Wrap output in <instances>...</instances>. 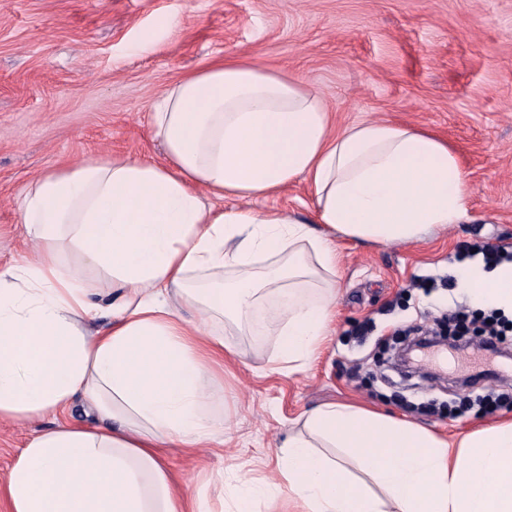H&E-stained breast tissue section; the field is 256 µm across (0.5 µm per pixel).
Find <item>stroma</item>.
<instances>
[{
  "label": "stroma",
  "instance_id": "obj_1",
  "mask_svg": "<svg viewBox=\"0 0 512 512\" xmlns=\"http://www.w3.org/2000/svg\"><path fill=\"white\" fill-rule=\"evenodd\" d=\"M174 28H163L164 19ZM246 59L300 77L326 96L336 127L376 119L446 139L468 180L477 224H451L410 244L337 239L335 334L306 367L273 370V331L228 330L223 448L166 451L189 497L224 512L220 486L269 481L277 450L307 410L358 402L445 436L512 417V358L489 381L407 377L376 357L395 328L459 307L463 245H512V0H0V261L23 255L13 204L41 172L112 155L162 159L148 108L190 71ZM477 394L492 412L449 416ZM49 420H0V483Z\"/></svg>",
  "mask_w": 512,
  "mask_h": 512
}]
</instances>
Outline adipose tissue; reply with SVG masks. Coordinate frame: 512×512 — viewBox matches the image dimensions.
I'll use <instances>...</instances> for the list:
<instances>
[{
    "label": "adipose tissue",
    "mask_w": 512,
    "mask_h": 512,
    "mask_svg": "<svg viewBox=\"0 0 512 512\" xmlns=\"http://www.w3.org/2000/svg\"><path fill=\"white\" fill-rule=\"evenodd\" d=\"M148 121L164 162L57 167L14 199L27 253L0 263V420L53 425L14 457L9 512H210L160 450L223 445L225 327L270 305L279 361L303 368L333 333L336 238L404 244L474 220L445 139L377 120L334 130L323 92L276 70L187 73ZM297 183L313 218L263 206ZM226 198L238 207L218 208ZM458 282L512 316V261L465 264ZM302 425L272 486L290 512H512V418L449 440L333 403Z\"/></svg>",
    "instance_id": "ef3b65f1"
}]
</instances>
